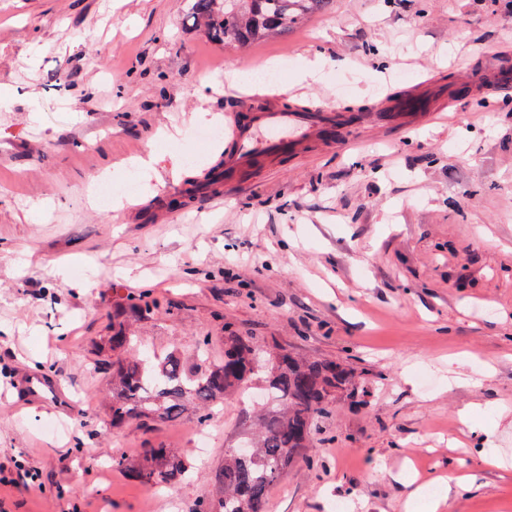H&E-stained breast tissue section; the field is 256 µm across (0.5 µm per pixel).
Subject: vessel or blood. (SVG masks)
I'll list each match as a JSON object with an SVG mask.
<instances>
[{
	"label": "vessel or blood",
	"instance_id": "vessel-or-blood-1",
	"mask_svg": "<svg viewBox=\"0 0 512 512\" xmlns=\"http://www.w3.org/2000/svg\"><path fill=\"white\" fill-rule=\"evenodd\" d=\"M230 131L232 150L209 186L215 194L222 192L225 178L247 167L256 155L295 152L312 137L337 136L339 128L333 111H289L273 104L260 112L232 115Z\"/></svg>",
	"mask_w": 512,
	"mask_h": 512
}]
</instances>
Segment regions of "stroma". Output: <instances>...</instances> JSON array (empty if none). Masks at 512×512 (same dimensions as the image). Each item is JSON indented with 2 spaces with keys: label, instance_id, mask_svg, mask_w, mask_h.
I'll return each instance as SVG.
<instances>
[{
  "label": "stroma",
  "instance_id": "obj_1",
  "mask_svg": "<svg viewBox=\"0 0 512 512\" xmlns=\"http://www.w3.org/2000/svg\"><path fill=\"white\" fill-rule=\"evenodd\" d=\"M191 6L0 0V469L28 472L0 483V512H197L216 496L250 404L225 403L201 453L190 413L113 427L89 369L139 292L164 306L136 323L141 350L193 366L207 336L216 360L230 324L352 369L267 512H408L418 486L442 512H512V424L494 420L512 407V87L492 74L512 58V0H336L247 46L212 42ZM317 57L318 80L297 83ZM269 60L287 95L229 88ZM416 85V111H378ZM272 103L334 110L338 140L259 156L211 199L227 138L190 133ZM95 172L124 186L121 207L101 205ZM460 352L476 362L447 365ZM34 375L63 400L30 399ZM159 442L191 464L170 498L112 466ZM453 472L466 487L444 484Z\"/></svg>",
  "mask_w": 512,
  "mask_h": 512
}]
</instances>
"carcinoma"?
Instances as JSON below:
<instances>
[{"label": "carcinoma", "mask_w": 512, "mask_h": 512, "mask_svg": "<svg viewBox=\"0 0 512 512\" xmlns=\"http://www.w3.org/2000/svg\"><path fill=\"white\" fill-rule=\"evenodd\" d=\"M333 0H194L191 17L204 23L218 43L245 46L289 31L303 19L332 5ZM160 304L147 293L129 294L122 311L147 318ZM224 356L203 368L189 367L180 357H150L129 330L127 318H113L112 332L94 348L93 368L110 384L112 426L136 419L145 425L164 423L187 412L207 421L210 411L236 399L242 384L256 373L252 359L264 355L266 391L270 394L260 429L244 456L229 448L215 474L219 488L205 512H266L270 488L288 466L312 447L318 423L337 393L355 390L354 374L343 364L294 357L275 351L251 336L228 328ZM112 466L150 487H172L190 466L164 446L146 448L129 460L112 458Z\"/></svg>", "instance_id": "obj_1"}]
</instances>
